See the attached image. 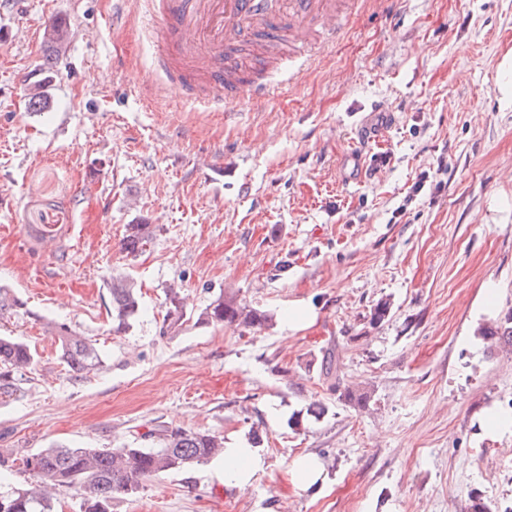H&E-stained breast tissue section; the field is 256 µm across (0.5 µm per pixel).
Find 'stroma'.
<instances>
[{
	"instance_id": "1",
	"label": "stroma",
	"mask_w": 512,
	"mask_h": 512,
	"mask_svg": "<svg viewBox=\"0 0 512 512\" xmlns=\"http://www.w3.org/2000/svg\"><path fill=\"white\" fill-rule=\"evenodd\" d=\"M50 14L70 25L51 63ZM160 44L143 5L124 30L112 0L0 5V286L31 311L0 332L38 351L23 397L0 405V456L109 448L151 424L233 446L254 430L266 468L250 485L225 487L212 461L112 512H455L471 495L512 512V432L483 423L512 412V346L491 336L512 312V0H360L307 70L263 71L270 95L231 112L159 94ZM129 224L157 229L134 258ZM118 274L142 307L122 333ZM169 287L197 310L236 296L272 324L161 334ZM300 303L314 319L292 332ZM55 322L96 342L100 371H67ZM331 348L366 408L331 390ZM315 403L324 417L292 428ZM308 454L327 480L304 491L291 468ZM108 285L111 296L109 312L113 330L117 333L128 329L139 316L141 310L140 297L134 283L127 277L112 276Z\"/></svg>"
}]
</instances>
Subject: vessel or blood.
I'll return each mask as SVG.
<instances>
[{"label":"vessel or blood","mask_w":512,"mask_h":512,"mask_svg":"<svg viewBox=\"0 0 512 512\" xmlns=\"http://www.w3.org/2000/svg\"><path fill=\"white\" fill-rule=\"evenodd\" d=\"M160 21L166 87L215 109L264 95L263 70L335 35L355 0H145Z\"/></svg>","instance_id":"1"}]
</instances>
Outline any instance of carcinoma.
Masks as SVG:
<instances>
[{"label": "carcinoma", "instance_id": "cac0c4a2", "mask_svg": "<svg viewBox=\"0 0 512 512\" xmlns=\"http://www.w3.org/2000/svg\"><path fill=\"white\" fill-rule=\"evenodd\" d=\"M69 39V26L57 20L44 32L47 61H53ZM156 239L151 224H128L122 240L123 250L137 256ZM109 312L113 330L128 329L139 316L140 297L127 277L114 276L108 284ZM27 315L26 302L12 290L0 288V317ZM197 325L230 324L247 329L268 326L267 314L219 293L204 309H187L185 297L176 288L165 291L162 333H177L189 321ZM57 333L60 359L68 371L81 377L102 368L98 349L66 324L53 325ZM37 350L27 340L0 334V401L23 396L22 376L37 362ZM224 453V437L207 431L152 425L137 433L130 443L111 448L52 446L11 461L0 457V468L16 469L29 475L31 482L0 490L3 512H58L57 491L76 490L81 497V512H111L116 496L134 497L143 482L152 477L178 473L202 465Z\"/></svg>", "mask_w": 512, "mask_h": 512}]
</instances>
